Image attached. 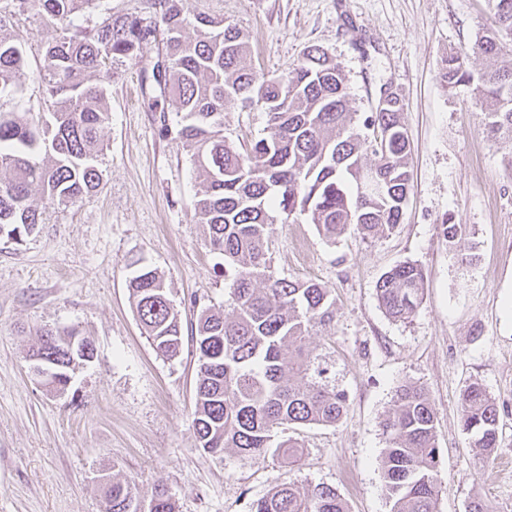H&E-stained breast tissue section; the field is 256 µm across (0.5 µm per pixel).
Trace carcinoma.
<instances>
[{"mask_svg": "<svg viewBox=\"0 0 512 512\" xmlns=\"http://www.w3.org/2000/svg\"><path fill=\"white\" fill-rule=\"evenodd\" d=\"M18 11L35 9L56 31L44 47L37 79L45 85L52 121L32 125L17 112L0 111V234L18 242L42 223V199L73 204L100 185L101 132L110 118L105 76L112 58L144 64L155 41L166 56L161 80L145 91L166 118L172 106L177 135L191 152L200 193L196 222L205 242L224 256V284L231 313L203 310L194 327L198 351L193 425L208 453L233 450L242 458L271 452L295 460L300 445L277 439L283 425H334L347 410L345 391L326 377L309 346L327 336L336 317L330 289L313 281L279 278L271 270L269 225L278 217L307 215L334 240L349 228L363 238L392 232L401 223L410 190V143L401 99L386 89L371 116L359 121L340 65L321 47H308L284 75L265 77L247 63L243 32L204 12L184 14L182 0H148L149 16L126 13L89 31H69L71 16L93 0H10ZM491 25L467 50L448 55L439 72L447 87L474 86L487 107L484 133L512 142V0H486ZM0 15V98L16 94L31 78L22 44L4 33ZM195 38L184 36L186 29ZM484 62L473 72L471 58ZM241 104L267 116L264 135L246 149L224 134V112ZM45 158H40V155ZM448 243L466 226L446 218ZM426 278L415 262L400 263L378 280L376 294L389 318L414 316ZM138 320L154 350L166 358L182 348L183 326L156 270L142 266L129 279ZM67 332L44 330L30 354H44L62 373L81 356ZM460 423L483 462L498 443L499 410L486 389L465 385ZM436 415L425 390L403 384L381 422L386 448L383 474L390 512H438L442 449ZM106 512H175L168 491L140 495L128 481L103 488ZM251 512H348L336 488L279 482Z\"/></svg>", "mask_w": 512, "mask_h": 512, "instance_id": "cac0c4a2", "label": "carcinoma"}]
</instances>
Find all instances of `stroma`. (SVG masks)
Masks as SVG:
<instances>
[{
    "mask_svg": "<svg viewBox=\"0 0 512 512\" xmlns=\"http://www.w3.org/2000/svg\"><path fill=\"white\" fill-rule=\"evenodd\" d=\"M248 37L249 63L271 76L317 45L338 62L360 117L382 88L400 89L411 146V192L386 237L356 231L330 240L307 216L269 227L276 276L315 281L336 300L330 336L310 347L348 408L332 426H284L303 453L243 459L200 448L193 428L197 351L163 357L143 333L129 297L134 262L164 279L184 329L199 311H224V259L210 251L194 207L200 190L176 119L161 123L140 88L135 59L112 62L111 118L101 132L102 183L81 201L47 207L22 242L0 234V512H105L104 479L162 487L177 512H250L280 480L335 487L349 512H390L381 422L400 385L426 391L443 451L438 512H466L474 498L512 512V144L482 132L469 86L444 88L448 54L490 25L484 0H182ZM8 31L38 71L52 33L35 10L13 13ZM260 109L235 107L224 131L236 145L264 133ZM465 225L449 244L445 218ZM473 264L461 256L469 248ZM413 261L426 298L411 321L388 318L376 284ZM75 328L95 347L65 395L32 376L26 358L40 331ZM481 383L499 409L493 467L463 431L459 395Z\"/></svg>",
    "mask_w": 512,
    "mask_h": 512,
    "instance_id": "1",
    "label": "stroma"
}]
</instances>
